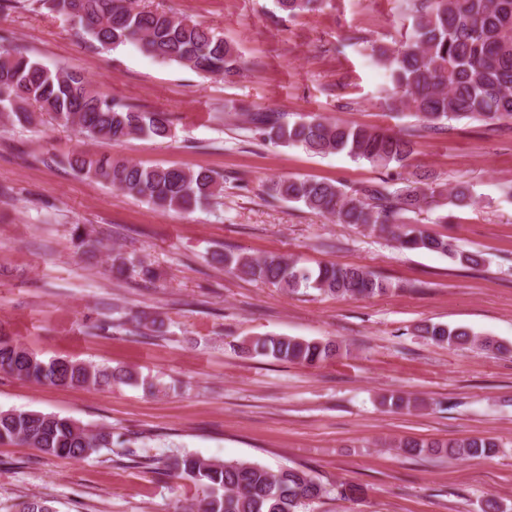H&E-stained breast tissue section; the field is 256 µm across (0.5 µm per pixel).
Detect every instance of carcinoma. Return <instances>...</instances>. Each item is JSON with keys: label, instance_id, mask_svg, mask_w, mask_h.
<instances>
[{"label": "carcinoma", "instance_id": "carcinoma-1", "mask_svg": "<svg viewBox=\"0 0 512 512\" xmlns=\"http://www.w3.org/2000/svg\"><path fill=\"white\" fill-rule=\"evenodd\" d=\"M67 15L90 39L106 50L133 45L151 58L176 63L205 75L226 79L240 74L236 49L201 23L174 12L133 6V0H41ZM319 0H276L280 11L295 16L313 10ZM414 23L410 37L395 49L378 48L377 61L389 74L395 93L415 112L420 128L442 131L450 123L477 121L494 126L512 120V0H405ZM46 115L58 125L101 143L133 137L173 136L168 112L144 111L92 87L74 67L50 69L16 49L0 48V118L27 127ZM233 119L254 136L275 145L296 146L314 154L344 153L372 167L404 169L398 181L380 179L357 189L315 178H281L268 186L269 196L299 203L372 234L389 237L398 248L443 253L459 265L474 268L482 254L461 250L452 239L410 223L424 207L445 210L437 222L448 223L456 210L472 208L470 186L437 184L430 175L409 170L415 130L402 135L351 121L303 116L293 122L264 109L232 112ZM66 163L80 176L122 190L126 195L163 210L201 207L224 194V178L208 170L176 166L145 167L105 153L76 151ZM210 260L236 276L248 277L290 293L313 289L341 298H369L389 284L361 266L325 263L315 268L280 256L255 257L215 250ZM111 271L123 276L139 270L154 278L149 265L133 253L114 250ZM158 318L126 317L112 307V319L91 325L99 331L122 329L143 336L165 333ZM421 336L450 347L478 344L486 350L505 346L492 337L477 338L463 327L423 322ZM239 349L249 358L318 365L341 354L334 340L314 341L285 335L253 336ZM0 372L55 387H112L155 384L133 368H112L63 357L42 358L15 337L0 330ZM18 440L39 452L83 459L103 448L150 468L155 460L137 454L132 440L112 431L88 430L68 417L25 410H0V443ZM408 454L438 449L450 457H488L498 448L493 437H465L447 442L403 439ZM173 476L193 484L197 495L189 512H307L328 490L302 468L272 470L247 461L214 462L179 453L164 462Z\"/></svg>", "mask_w": 512, "mask_h": 512}]
</instances>
